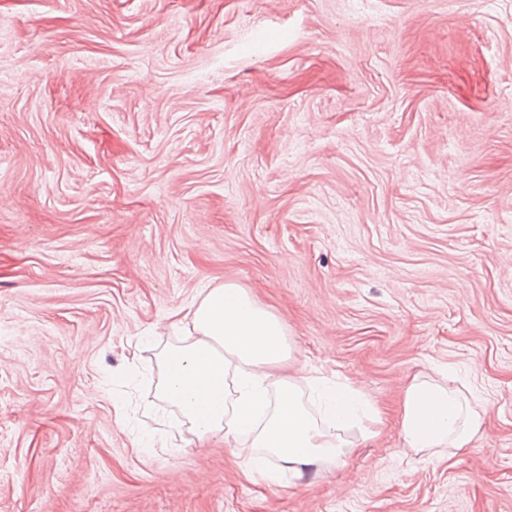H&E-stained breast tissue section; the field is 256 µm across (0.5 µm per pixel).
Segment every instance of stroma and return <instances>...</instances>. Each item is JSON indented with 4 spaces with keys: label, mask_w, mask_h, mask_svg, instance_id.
Returning a JSON list of instances; mask_svg holds the SVG:
<instances>
[{
    "label": "stroma",
    "mask_w": 512,
    "mask_h": 512,
    "mask_svg": "<svg viewBox=\"0 0 512 512\" xmlns=\"http://www.w3.org/2000/svg\"><path fill=\"white\" fill-rule=\"evenodd\" d=\"M224 283L369 395L347 465L139 445ZM443 367L488 415L437 459ZM0 512H512V0H0ZM487 406L434 380L414 377L405 388L400 409L404 448L442 457L445 448H466L485 434Z\"/></svg>",
    "instance_id": "35a3bbf8"
}]
</instances>
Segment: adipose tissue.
Here are the masks:
<instances>
[{
    "instance_id": "1",
    "label": "adipose tissue",
    "mask_w": 512,
    "mask_h": 512,
    "mask_svg": "<svg viewBox=\"0 0 512 512\" xmlns=\"http://www.w3.org/2000/svg\"><path fill=\"white\" fill-rule=\"evenodd\" d=\"M174 328L187 342L160 350L162 400L179 409L200 443L223 442L245 479H294L347 464L344 433L376 419L370 399L349 384L307 369L282 374L291 360L282 320L233 284L205 289ZM488 408L461 391L413 378L400 409L404 447L443 456L484 435Z\"/></svg>"
}]
</instances>
